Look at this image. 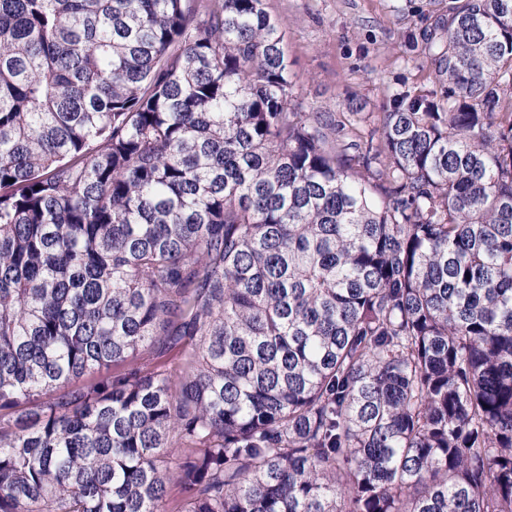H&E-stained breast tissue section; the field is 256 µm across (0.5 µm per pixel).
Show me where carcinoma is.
Listing matches in <instances>:
<instances>
[{
    "label": "carcinoma",
    "mask_w": 512,
    "mask_h": 512,
    "mask_svg": "<svg viewBox=\"0 0 512 512\" xmlns=\"http://www.w3.org/2000/svg\"><path fill=\"white\" fill-rule=\"evenodd\" d=\"M408 42L350 153L264 0H0V512H512V0Z\"/></svg>",
    "instance_id": "cac0c4a2"
}]
</instances>
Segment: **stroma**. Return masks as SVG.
<instances>
[{"mask_svg":"<svg viewBox=\"0 0 512 512\" xmlns=\"http://www.w3.org/2000/svg\"><path fill=\"white\" fill-rule=\"evenodd\" d=\"M265 7L285 33L303 111L373 121L392 91L433 84L406 38L434 24L448 0H265Z\"/></svg>","mask_w":512,"mask_h":512,"instance_id":"1","label":"stroma"}]
</instances>
